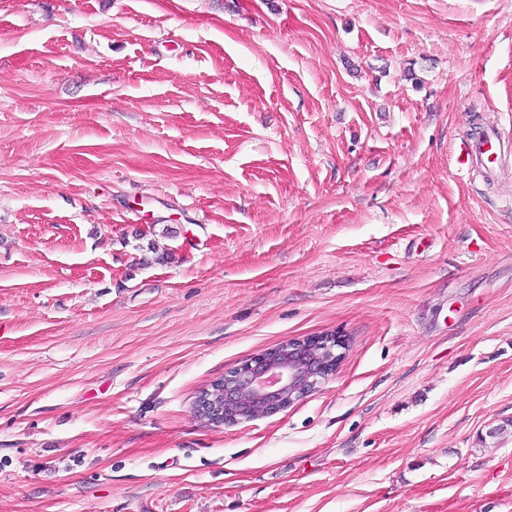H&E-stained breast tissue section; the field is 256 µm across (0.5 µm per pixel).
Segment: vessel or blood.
Here are the masks:
<instances>
[{"mask_svg": "<svg viewBox=\"0 0 512 512\" xmlns=\"http://www.w3.org/2000/svg\"><path fill=\"white\" fill-rule=\"evenodd\" d=\"M512 157V139L506 138L494 126L486 127L477 136L461 138L458 144V163L467 174L493 179L502 170V162Z\"/></svg>", "mask_w": 512, "mask_h": 512, "instance_id": "obj_1", "label": "vessel or blood"}]
</instances>
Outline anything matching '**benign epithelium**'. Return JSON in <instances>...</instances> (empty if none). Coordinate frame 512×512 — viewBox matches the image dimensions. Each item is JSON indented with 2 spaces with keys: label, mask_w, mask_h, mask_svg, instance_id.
I'll return each instance as SVG.
<instances>
[{
  "label": "benign epithelium",
  "mask_w": 512,
  "mask_h": 512,
  "mask_svg": "<svg viewBox=\"0 0 512 512\" xmlns=\"http://www.w3.org/2000/svg\"><path fill=\"white\" fill-rule=\"evenodd\" d=\"M347 351L348 340L338 332L294 338L265 349L199 395L197 414L218 425L274 415L316 392L338 372Z\"/></svg>",
  "instance_id": "benign-epithelium-1"
}]
</instances>
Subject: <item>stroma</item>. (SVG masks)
<instances>
[{"mask_svg":"<svg viewBox=\"0 0 512 512\" xmlns=\"http://www.w3.org/2000/svg\"><path fill=\"white\" fill-rule=\"evenodd\" d=\"M484 122L512 0H0V512H512ZM333 331L310 396L196 416ZM512 156V140L506 138L498 127L488 126L475 137L460 138L458 163L468 175L479 174L494 179L504 166L503 160ZM345 336L327 332L261 351L206 388L197 414L209 423L236 425L288 408L338 372L349 346Z\"/></svg>","mask_w":512,"mask_h":512,"instance_id":"obj_1","label":"stroma"}]
</instances>
